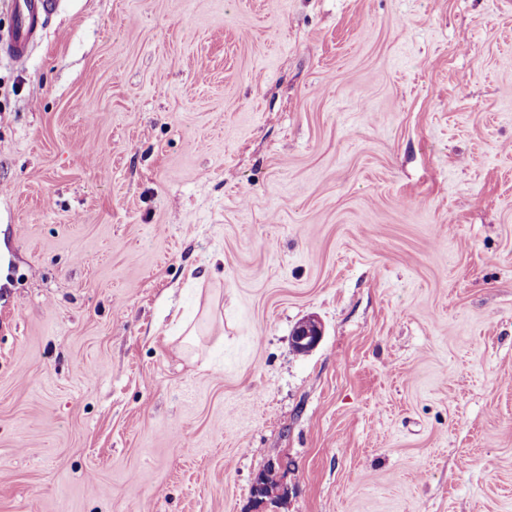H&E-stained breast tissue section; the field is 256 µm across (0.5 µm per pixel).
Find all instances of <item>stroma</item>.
<instances>
[{"label":"stroma","mask_w":512,"mask_h":512,"mask_svg":"<svg viewBox=\"0 0 512 512\" xmlns=\"http://www.w3.org/2000/svg\"><path fill=\"white\" fill-rule=\"evenodd\" d=\"M0 512H512V0H63L0 58ZM322 335L321 325L314 319H310L295 329L292 342L296 348L310 352L318 346Z\"/></svg>","instance_id":"35a3bbf8"}]
</instances>
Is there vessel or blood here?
Here are the masks:
<instances>
[{
    "label": "vessel or blood",
    "mask_w": 512,
    "mask_h": 512,
    "mask_svg": "<svg viewBox=\"0 0 512 512\" xmlns=\"http://www.w3.org/2000/svg\"><path fill=\"white\" fill-rule=\"evenodd\" d=\"M60 0H8L10 25L0 32V54L22 64L29 60Z\"/></svg>",
    "instance_id": "b4317fda"
}]
</instances>
